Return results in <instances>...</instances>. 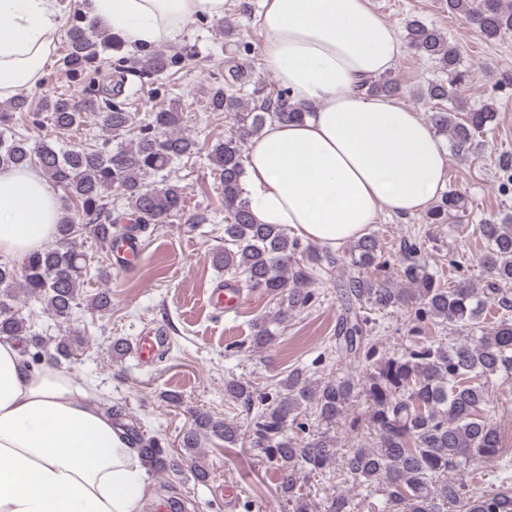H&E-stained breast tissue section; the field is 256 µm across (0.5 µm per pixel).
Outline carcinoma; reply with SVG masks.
Segmentation results:
<instances>
[{"instance_id": "cac0c4a2", "label": "carcinoma", "mask_w": 512, "mask_h": 512, "mask_svg": "<svg viewBox=\"0 0 512 512\" xmlns=\"http://www.w3.org/2000/svg\"><path fill=\"white\" fill-rule=\"evenodd\" d=\"M451 13L476 25L488 39L512 33V4L506 0H445ZM405 39L421 58L437 65L443 78L427 84L425 96L435 102L430 120L437 133L450 137L461 155L477 149L476 138L489 130L495 113L487 105L456 113L457 87L462 80L457 48L436 28L412 19ZM116 43L110 37L88 34L82 17L68 31L61 65L82 85L79 98L45 95L38 111L23 96L6 102L0 111V169L34 168L60 187L72 208L57 228L56 242L25 255L19 264L0 263V336H12L34 349L32 359L54 363L71 357L65 341L55 354L45 355L43 339L30 334L29 319L15 305L16 290L41 302L55 317L67 321L82 300L91 271L107 277L103 262L110 258L114 224L126 218L124 237L152 224L187 216L189 224H205L204 212L186 215L184 187L172 175L176 161L197 154L199 143L182 131L181 106L136 111L138 103L119 99L124 66L116 68L111 88L100 84V49ZM183 57L158 49L132 61L149 77H173ZM207 111L233 116L236 129L207 147L217 172L224 208V247L211 252V263L251 292L269 298L278 310L275 321L311 308L321 276L332 277L349 265L357 274L340 281L342 308L332 336L336 366H357L351 376L314 379L304 367H294L277 381L275 392L261 391L248 381L224 380V396L240 404L249 419H216L198 414L182 435L181 446L198 448L215 438L235 448L246 439L267 466L276 470L280 494L291 512H316L304 496L302 484L324 477L336 461L349 481L365 489L370 512H438L436 501L458 512H512V484L481 463L502 456V436L488 415L489 389L512 381V297L502 286L512 284V214L484 221L473 233L486 241L475 261L486 284L460 277L446 284L422 259L423 242L405 240L397 262L377 233L359 238L335 252L304 243L277 224H259L245 196L244 158L248 140L269 121H300L305 108L289 103L288 91L277 90L248 106L236 93L217 85L209 90ZM46 123L59 135L77 134L94 122L105 139L100 144L59 149L29 143L11 131L16 121ZM131 135L128 143L112 146V139ZM116 190L129 214L112 217L104 192ZM466 198L450 189L432 207L428 219L442 223L452 211H463ZM89 235L96 249L77 245ZM111 293L100 290L87 306L105 311ZM404 309L414 322L403 342L384 346L373 336L372 311ZM441 320L464 327L470 336L449 343L443 336L424 335L422 325ZM277 336L267 321L253 324L252 347L266 349ZM361 396L372 444L340 451L336 440L310 432L308 414L334 424L346 417L351 400ZM125 438L144 466L163 471L172 467L153 437L140 433L136 423L125 424ZM357 504L340 490L325 497L321 512H356Z\"/></svg>"}]
</instances>
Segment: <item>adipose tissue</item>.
Returning a JSON list of instances; mask_svg holds the SVG:
<instances>
[{
    "label": "adipose tissue",
    "mask_w": 512,
    "mask_h": 512,
    "mask_svg": "<svg viewBox=\"0 0 512 512\" xmlns=\"http://www.w3.org/2000/svg\"><path fill=\"white\" fill-rule=\"evenodd\" d=\"M129 50L148 51L227 0H87ZM60 25L56 0H0V101L42 80ZM264 66L310 108L267 122L245 152L255 220L333 249L367 234L381 214L426 211L443 189L448 152L420 113L370 92L402 51L370 0H261ZM62 206L29 169L0 170V262L56 240ZM149 482L112 417L62 369L32 364L0 336V512H141Z\"/></svg>",
    "instance_id": "1"
}]
</instances>
